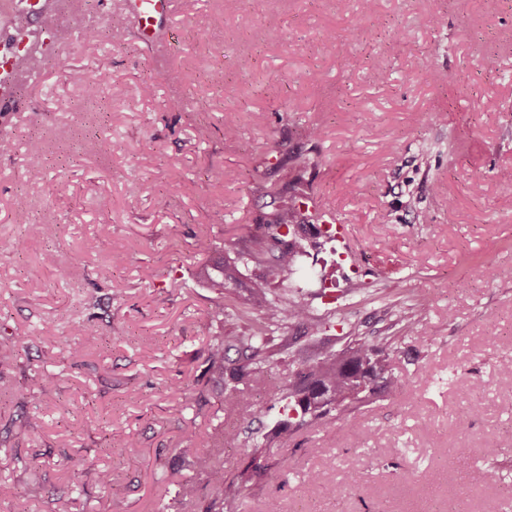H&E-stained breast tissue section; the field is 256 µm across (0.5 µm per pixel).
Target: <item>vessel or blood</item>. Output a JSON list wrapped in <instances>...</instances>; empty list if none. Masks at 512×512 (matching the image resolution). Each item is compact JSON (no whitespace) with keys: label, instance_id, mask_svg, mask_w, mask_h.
<instances>
[{"label":"vessel or blood","instance_id":"1","mask_svg":"<svg viewBox=\"0 0 512 512\" xmlns=\"http://www.w3.org/2000/svg\"><path fill=\"white\" fill-rule=\"evenodd\" d=\"M64 0H11L6 11L0 12V104L14 101L22 81H36L35 71L24 69L27 57L43 56L58 51L60 38L57 30L40 25L26 34L13 31L19 18L42 17L47 13L60 12ZM175 8V0H124L127 15L136 20L138 35L148 45L157 44L169 15Z\"/></svg>","mask_w":512,"mask_h":512}]
</instances>
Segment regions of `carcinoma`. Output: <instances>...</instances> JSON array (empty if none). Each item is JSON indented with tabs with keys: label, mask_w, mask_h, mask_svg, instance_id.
Listing matches in <instances>:
<instances>
[{
	"label": "carcinoma",
	"mask_w": 512,
	"mask_h": 512,
	"mask_svg": "<svg viewBox=\"0 0 512 512\" xmlns=\"http://www.w3.org/2000/svg\"><path fill=\"white\" fill-rule=\"evenodd\" d=\"M274 200H280L279 208L274 216L273 229L291 230V226L303 223L301 209L296 205V196H283V192L269 189L266 191ZM299 249L290 245L276 253H268V248L260 239L237 251V257L230 263L219 262L202 266L198 279L210 288H224V282L234 280L240 273L238 265L247 266L257 254L267 255L265 272L255 283V297L261 308V320H253L249 332L234 337L240 358L230 368L224 367V337H211L209 343L208 371L212 378L221 386L226 404L242 409L250 408L239 385L244 384L255 373L252 367L258 351L268 343L266 337L267 324L286 326L294 322L306 321L310 324L314 335L320 332V322L308 306L292 298L274 296L271 286L281 284L296 269L295 255ZM390 348L381 346L365 339L355 340L354 347L337 354L328 352L320 362L300 370L293 382L288 385L287 413H297V418L288 420L277 426V434H289L309 422L322 421L332 425L345 421L351 429H356L355 417L351 416L354 408L367 403L377 391L372 387L363 392L358 391L359 378L373 376L383 381L382 387L389 393L400 391L401 385L389 372ZM264 454L259 445L252 446L251 463L241 470L232 480L224 479V461L207 449H192V459L188 466L204 474L211 483L215 497L206 507L205 512H224V499L236 498L242 488L249 482L255 470L253 462L261 459ZM83 473L93 478L103 488L112 487V471L101 469L96 461L90 459L83 464Z\"/></svg>",
	"instance_id": "obj_1"
}]
</instances>
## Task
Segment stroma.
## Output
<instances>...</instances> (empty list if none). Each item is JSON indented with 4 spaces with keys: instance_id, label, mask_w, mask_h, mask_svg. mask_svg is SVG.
<instances>
[{
    "instance_id": "1",
    "label": "stroma",
    "mask_w": 512,
    "mask_h": 512,
    "mask_svg": "<svg viewBox=\"0 0 512 512\" xmlns=\"http://www.w3.org/2000/svg\"><path fill=\"white\" fill-rule=\"evenodd\" d=\"M58 24L60 53L0 111L14 146L0 156V347L15 354L0 368V512H202L211 487L184 463V431L222 449L232 476L271 436L297 370L357 335L392 337L402 385L357 411L366 441L341 423L273 438L269 469L224 512H512L499 381L512 363V0H176L157 48L122 0H69ZM92 71L107 76L93 98L79 87ZM298 154L315 162L298 188L308 222L334 217L345 236L321 248L332 296L304 287L312 262L288 279L322 332L270 329L278 353L245 412L209 381L207 349L259 316L263 269L221 291L196 271L271 235L262 188L285 185ZM222 306L246 320L217 318ZM86 323L98 336L83 347ZM47 373L57 382L32 403ZM87 459L111 488L81 476Z\"/></svg>"
}]
</instances>
